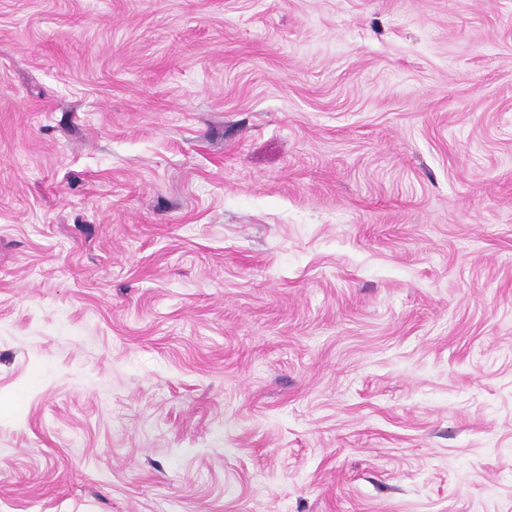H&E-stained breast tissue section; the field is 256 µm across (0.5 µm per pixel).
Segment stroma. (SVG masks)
I'll list each match as a JSON object with an SVG mask.
<instances>
[{
	"mask_svg": "<svg viewBox=\"0 0 512 512\" xmlns=\"http://www.w3.org/2000/svg\"><path fill=\"white\" fill-rule=\"evenodd\" d=\"M0 512H512V0H0Z\"/></svg>",
	"mask_w": 512,
	"mask_h": 512,
	"instance_id": "stroma-1",
	"label": "stroma"
}]
</instances>
